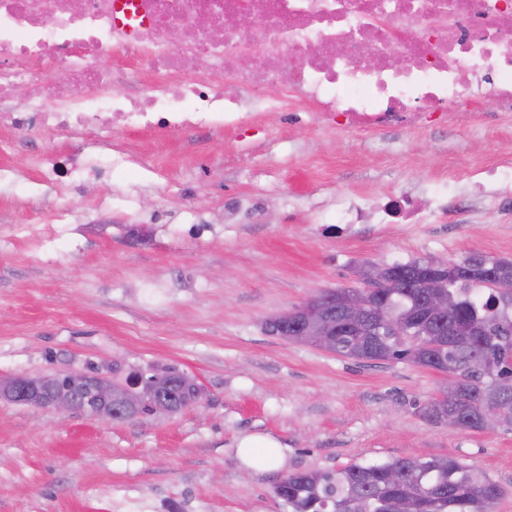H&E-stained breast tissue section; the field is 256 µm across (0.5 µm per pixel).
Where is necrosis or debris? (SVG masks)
<instances>
[{
    "label": "necrosis or debris",
    "mask_w": 512,
    "mask_h": 512,
    "mask_svg": "<svg viewBox=\"0 0 512 512\" xmlns=\"http://www.w3.org/2000/svg\"><path fill=\"white\" fill-rule=\"evenodd\" d=\"M148 24L129 40L113 0H0V98L28 88L29 106L0 113L18 131L114 120L126 127H230L247 115L217 79L275 87L353 129L431 116L480 124L462 103L485 66L489 92L512 108V0H139ZM119 50L157 76L131 96L112 92ZM253 60L240 70L238 60ZM209 60L197 76L189 63ZM66 65L72 94L54 100L46 68Z\"/></svg>",
    "instance_id": "necrosis-or-debris-1"
}]
</instances>
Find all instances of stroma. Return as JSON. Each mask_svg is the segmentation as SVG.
I'll return each instance as SVG.
<instances>
[{
  "label": "stroma",
  "mask_w": 512,
  "mask_h": 512,
  "mask_svg": "<svg viewBox=\"0 0 512 512\" xmlns=\"http://www.w3.org/2000/svg\"><path fill=\"white\" fill-rule=\"evenodd\" d=\"M234 129L0 127V377L167 368L198 377L204 407L101 421L0 400V512H289L282 476L402 457H451L505 491L512 429L434 424L446 384L407 361L360 363L271 335L267 321L360 267L512 260V201L467 174L512 166V112L479 95L482 125L353 130L313 104L246 92ZM426 200L405 215L337 221L347 202ZM274 438L283 469L241 465L237 442Z\"/></svg>",
  "instance_id": "obj_1"
}]
</instances>
